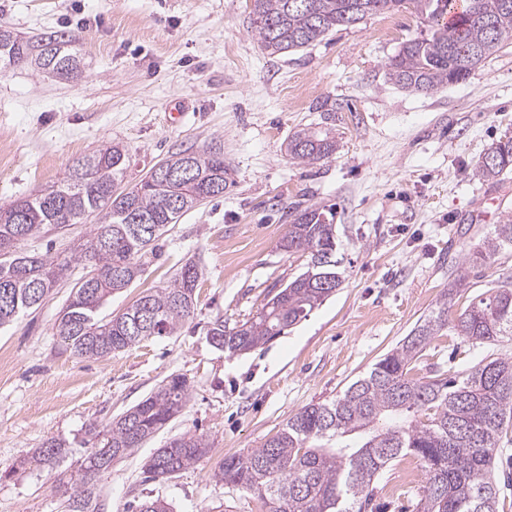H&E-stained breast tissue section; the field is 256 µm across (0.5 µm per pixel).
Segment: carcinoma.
<instances>
[{
    "instance_id": "carcinoma-1",
    "label": "carcinoma",
    "mask_w": 512,
    "mask_h": 512,
    "mask_svg": "<svg viewBox=\"0 0 512 512\" xmlns=\"http://www.w3.org/2000/svg\"><path fill=\"white\" fill-rule=\"evenodd\" d=\"M452 0H251L250 24L260 47L284 54L312 45L340 27L368 15L412 7L430 23V33L403 43L389 64L395 84L429 91L466 79L499 52L512 31V0H465L457 19L444 25ZM72 38L55 31L35 40L0 28V72L19 63L69 77L80 69ZM291 159L305 164L336 152L329 133L303 128L288 140ZM125 147L114 143L85 156L57 185L0 206V327L40 305L71 265L99 271L74 286L58 317L56 334L73 355L100 358L154 337L172 336L194 313L201 276L198 264L185 263L165 286L143 294L109 320L99 318L102 303L133 283L140 259L156 249L168 225L202 202L224 196L230 184L222 147L186 149L166 160L173 178L149 175L114 194L126 170ZM512 168V137L492 145L476 175L496 181ZM280 248L306 252L307 270L271 296L252 319L230 330L217 320L212 343L243 352L284 333L341 286L336 271V225L319 206L294 207ZM97 218L88 237L64 258L20 250L51 226ZM512 252V216L467 254L472 267ZM417 321L398 346L383 355L363 377L331 403H311L259 448L224 458L216 478L260 498L265 512H364L373 484L398 458L421 461L426 490L416 512H499L496 479L498 447L512 429V358L487 355L451 374L417 377L413 371L426 348L448 334L471 343L512 336V283L502 282L451 312L456 286ZM187 380L170 375L148 396L113 419L91 449L78 477L68 481L70 512H97L95 476L153 437L186 407ZM65 444L47 439L37 458L47 465ZM209 452L207 439L185 433L156 449L146 462L153 479H168Z\"/></svg>"
}]
</instances>
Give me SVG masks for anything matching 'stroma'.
Segmentation results:
<instances>
[{
	"mask_svg": "<svg viewBox=\"0 0 512 512\" xmlns=\"http://www.w3.org/2000/svg\"><path fill=\"white\" fill-rule=\"evenodd\" d=\"M250 0H0V25L29 38L66 30L82 73L63 78L19 64L0 74V205L46 189L80 158L118 142L128 153L124 187L169 155L224 147L232 184L224 196L169 225L157 255L101 308L122 313L186 262L202 279L192 316L176 335L104 358L66 351L55 322L84 274L0 328V512H69L64 483L98 431L172 374L190 387L182 414L95 478L99 512H133L162 498L172 512H265L252 494L215 474L224 457L260 447L311 403L336 399L433 310L469 250L512 215V171L485 182L475 168L512 136V43L465 80L428 93L401 88L388 64L403 42L426 34L412 10L376 14L306 49L265 52L249 28ZM181 112L172 121L173 112ZM328 129L331 157L301 164L286 144L303 128ZM498 210L479 218L484 196ZM334 207L340 288L306 319L246 353L212 345L216 320L233 328L302 273L308 255L279 244L294 204ZM93 219L23 242L64 257ZM512 281V253L468 278L467 305ZM512 357V337L472 345L431 343L423 366L459 370L488 353ZM209 452L177 476L146 480L145 462L183 433ZM66 448L53 467L32 462L48 438ZM401 465L375 482L386 512L421 498Z\"/></svg>",
	"mask_w": 512,
	"mask_h": 512,
	"instance_id": "obj_1",
	"label": "stroma"
}]
</instances>
